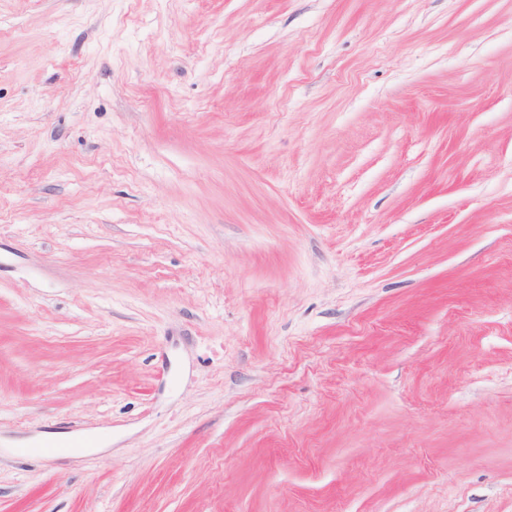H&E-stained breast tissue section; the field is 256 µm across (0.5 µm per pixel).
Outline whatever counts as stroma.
Returning a JSON list of instances; mask_svg holds the SVG:
<instances>
[{"instance_id": "1", "label": "stroma", "mask_w": 512, "mask_h": 512, "mask_svg": "<svg viewBox=\"0 0 512 512\" xmlns=\"http://www.w3.org/2000/svg\"><path fill=\"white\" fill-rule=\"evenodd\" d=\"M0 512H512V0H0Z\"/></svg>"}]
</instances>
